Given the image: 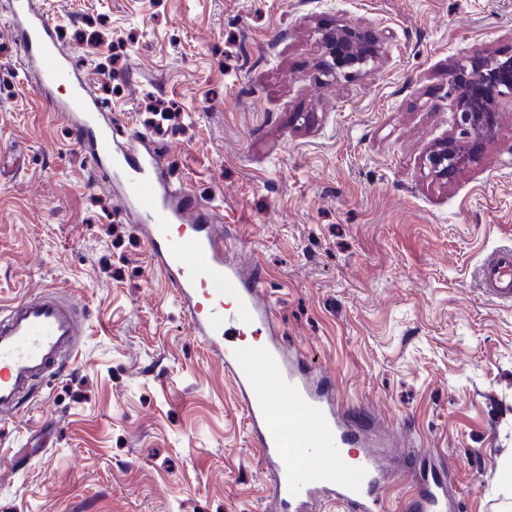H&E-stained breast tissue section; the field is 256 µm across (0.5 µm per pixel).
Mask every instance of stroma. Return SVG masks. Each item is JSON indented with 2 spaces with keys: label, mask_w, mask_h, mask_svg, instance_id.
<instances>
[{
  "label": "stroma",
  "mask_w": 512,
  "mask_h": 512,
  "mask_svg": "<svg viewBox=\"0 0 512 512\" xmlns=\"http://www.w3.org/2000/svg\"><path fill=\"white\" fill-rule=\"evenodd\" d=\"M122 143L231 226L282 347L334 381L379 458L381 512L446 473L447 512H512V305L478 271L512 247V112L476 166L435 179L457 131L448 69L512 54V0H36ZM0 0V308L79 309L76 359L0 418V512H276L220 361L136 217L35 94ZM383 34L375 65L322 68V29Z\"/></svg>",
  "instance_id": "35a3bbf8"
}]
</instances>
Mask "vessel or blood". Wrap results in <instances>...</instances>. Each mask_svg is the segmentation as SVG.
<instances>
[{"mask_svg":"<svg viewBox=\"0 0 512 512\" xmlns=\"http://www.w3.org/2000/svg\"><path fill=\"white\" fill-rule=\"evenodd\" d=\"M11 21L22 60L38 69L36 94L52 110L67 114L71 133L84 144L93 168L118 185L127 208L146 226L153 266L177 295L195 335L223 361L254 446L262 460L276 467L273 498L280 512H306L320 492L346 504L350 512H379V472L360 430L329 398L326 381L280 349L262 280L225 261L232 239L217 232L209 207L171 181L154 150H114L112 123L103 119L104 107L88 79L60 52L58 25L50 15L34 11L30 0H14ZM174 225L179 228L175 235L170 232ZM479 274L489 295L512 301V248L492 252ZM227 287L235 293V308L202 307L205 291L220 293ZM79 318L73 303L48 295L27 297L0 311V414L17 410L23 394L69 367L78 348ZM247 332L264 339L255 354L226 344L227 336ZM273 391L292 412L303 415V423L282 421L269 398ZM327 445L357 449L356 467L341 474L315 464L316 454ZM411 508L446 512L444 485H423Z\"/></svg>","mask_w":512,"mask_h":512,"instance_id":"b4317fda","label":"vessel or blood"}]
</instances>
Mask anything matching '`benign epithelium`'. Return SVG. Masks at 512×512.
Masks as SVG:
<instances>
[{"label":"benign epithelium","mask_w":512,"mask_h":512,"mask_svg":"<svg viewBox=\"0 0 512 512\" xmlns=\"http://www.w3.org/2000/svg\"><path fill=\"white\" fill-rule=\"evenodd\" d=\"M324 72L334 78L357 74L378 58L383 39L356 27L340 25L321 33ZM448 93L454 97L459 135L433 147L426 166L441 180H453L480 161L484 144L499 134L504 104L512 107V55L475 51L448 70Z\"/></svg>","instance_id":"obj_1"}]
</instances>
